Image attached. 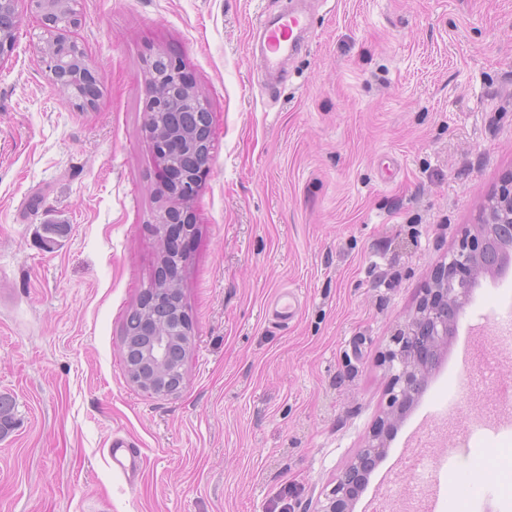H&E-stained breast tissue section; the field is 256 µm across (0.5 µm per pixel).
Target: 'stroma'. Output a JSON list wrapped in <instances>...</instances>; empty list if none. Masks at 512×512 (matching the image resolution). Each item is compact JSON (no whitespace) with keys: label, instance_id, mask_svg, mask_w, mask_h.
Wrapping results in <instances>:
<instances>
[{"label":"stroma","instance_id":"obj_1","mask_svg":"<svg viewBox=\"0 0 512 512\" xmlns=\"http://www.w3.org/2000/svg\"><path fill=\"white\" fill-rule=\"evenodd\" d=\"M291 0H77L99 67L81 108L51 85L28 0L0 60V512H315L387 408L391 337L512 175V0H307L308 44L269 84L259 16ZM180 58L214 147L182 273L195 341L172 397L127 376L123 326L158 267L159 166L145 59ZM296 291L285 325L272 301ZM512 274L486 277L354 512H399L419 441L431 512H455L466 448L512 438L471 361L512 383L489 331ZM123 438L135 484L110 468Z\"/></svg>","mask_w":512,"mask_h":512}]
</instances>
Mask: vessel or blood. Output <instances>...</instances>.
<instances>
[{
  "instance_id": "1",
  "label": "vessel or blood",
  "mask_w": 512,
  "mask_h": 512,
  "mask_svg": "<svg viewBox=\"0 0 512 512\" xmlns=\"http://www.w3.org/2000/svg\"><path fill=\"white\" fill-rule=\"evenodd\" d=\"M308 28L304 10L287 12L277 21L260 20L256 27L257 42L252 47L260 69L267 74L279 71L284 56L296 54L302 47L301 35ZM113 469L123 474L127 481H135L138 455L134 448L122 440L113 441L108 450Z\"/></svg>"
}]
</instances>
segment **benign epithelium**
Here are the masks:
<instances>
[{
  "mask_svg": "<svg viewBox=\"0 0 512 512\" xmlns=\"http://www.w3.org/2000/svg\"><path fill=\"white\" fill-rule=\"evenodd\" d=\"M75 0H31L43 30L41 58L54 87L78 101L81 107L94 104L89 90L97 85L95 64L70 37L80 18ZM22 24L15 0H0V56L12 48L8 34ZM147 133L156 156L163 190L161 204L154 217L156 236L162 248L163 264L155 284L181 297L179 277L183 262L176 268L164 264L170 252L174 229L190 236L195 225L184 212V205L199 190L201 173L210 160L212 115L202 90L187 77L177 58L169 59L167 73L148 70L146 76ZM512 223V181L502 185L489 201L481 223L465 233L459 248L448 254L432 288L418 303L415 312L386 350L384 362L390 375L389 409L379 427L369 436L355 462L337 475L317 512H354L359 492L385 448L384 429L426 388L441 351L460 314L468 304L472 286L482 272L476 265L484 256L498 224ZM193 343L192 324L183 306L155 326L151 345L136 362L125 353L131 382L145 393L169 396L187 383L184 370L170 363L184 356Z\"/></svg>",
  "mask_w": 512,
  "mask_h": 512,
  "instance_id": "benign-epithelium-1",
  "label": "benign epithelium"
}]
</instances>
